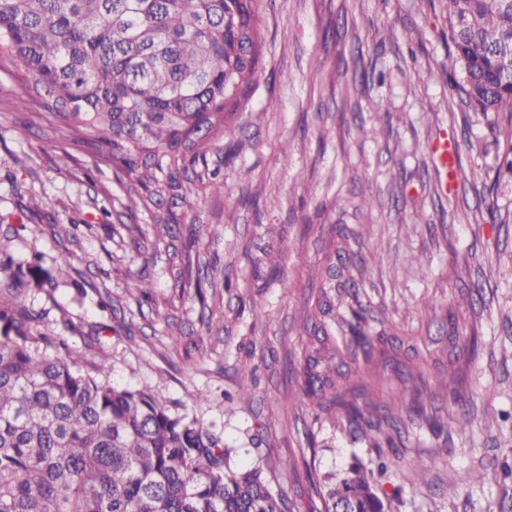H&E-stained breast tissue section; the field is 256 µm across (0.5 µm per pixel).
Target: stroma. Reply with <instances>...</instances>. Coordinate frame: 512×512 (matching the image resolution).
Wrapping results in <instances>:
<instances>
[{"mask_svg":"<svg viewBox=\"0 0 512 512\" xmlns=\"http://www.w3.org/2000/svg\"><path fill=\"white\" fill-rule=\"evenodd\" d=\"M259 27L245 110L180 170L179 193L140 189L133 209L134 180L106 146L20 106L29 76L0 67V248L48 268L77 254L26 304L68 319L70 349L106 362L113 384L222 431L231 466L262 468L292 512L356 461L386 462L388 512H512V481L463 482L512 465V177L495 175L512 117L489 123L450 90L445 0H259ZM443 136L459 147L445 193L430 154ZM213 175L229 194L204 193ZM345 263L349 288L310 274ZM140 276L150 300L127 290ZM358 304L373 352L343 367L331 338ZM472 335L476 355L461 356ZM312 359L338 383L319 402L303 395ZM450 369L452 390L438 381ZM337 396L394 447L337 426Z\"/></svg>","mask_w":512,"mask_h":512,"instance_id":"obj_1","label":"stroma"}]
</instances>
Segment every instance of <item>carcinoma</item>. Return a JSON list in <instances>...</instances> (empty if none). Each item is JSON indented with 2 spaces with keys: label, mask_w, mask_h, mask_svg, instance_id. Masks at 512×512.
I'll return each instance as SVG.
<instances>
[{
  "label": "carcinoma",
  "mask_w": 512,
  "mask_h": 512,
  "mask_svg": "<svg viewBox=\"0 0 512 512\" xmlns=\"http://www.w3.org/2000/svg\"><path fill=\"white\" fill-rule=\"evenodd\" d=\"M257 0H0V60L28 74L27 99L109 147L158 194L246 99L260 61ZM449 78L465 104L512 115V3L447 0ZM166 177L161 183L157 173ZM43 255L0 252V512H287L259 468L235 470L223 433L173 415L150 389L83 369L24 287L56 285ZM336 357H370L351 310ZM347 426L380 424L336 398ZM373 472L353 464L322 512H386Z\"/></svg>",
  "instance_id": "obj_1"
}]
</instances>
